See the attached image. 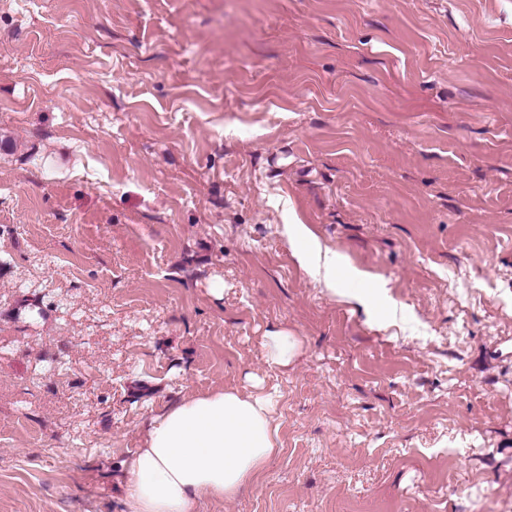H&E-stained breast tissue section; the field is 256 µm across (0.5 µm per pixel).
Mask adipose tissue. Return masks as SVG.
I'll list each match as a JSON object with an SVG mask.
<instances>
[{
  "label": "adipose tissue",
  "instance_id": "1",
  "mask_svg": "<svg viewBox=\"0 0 512 512\" xmlns=\"http://www.w3.org/2000/svg\"><path fill=\"white\" fill-rule=\"evenodd\" d=\"M271 393L214 391L153 419L127 468L130 512H190L202 498H235L277 453Z\"/></svg>",
  "mask_w": 512,
  "mask_h": 512
}]
</instances>
